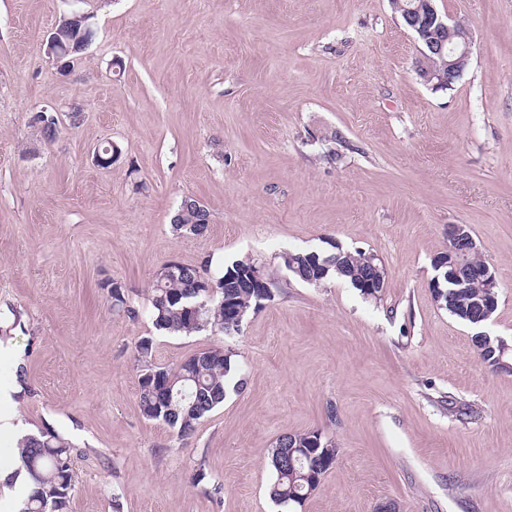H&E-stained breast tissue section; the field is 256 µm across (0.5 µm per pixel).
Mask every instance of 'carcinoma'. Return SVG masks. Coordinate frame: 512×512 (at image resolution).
I'll return each mask as SVG.
<instances>
[{"label":"carcinoma","instance_id":"cac0c4a2","mask_svg":"<svg viewBox=\"0 0 512 512\" xmlns=\"http://www.w3.org/2000/svg\"><path fill=\"white\" fill-rule=\"evenodd\" d=\"M41 132L52 141L59 133L58 116L46 113L40 119ZM210 224L205 206L193 198L182 200L173 216L177 231L200 236ZM285 266H294L296 278L309 285H320L331 278L349 282L367 296L381 293L385 284L382 262L371 253L341 248L327 255L288 251L282 255ZM252 261L237 260L213 274L206 266L181 264L170 272L163 264L155 274L149 294L153 325L168 335H190L210 330L233 336L241 323L226 313V306L239 309L243 316L261 308L274 297V289L262 290L250 278ZM112 299V309L136 317L124 291L116 283L104 285ZM448 297L442 304L457 319L472 323L478 310L472 303L482 289L471 281L442 283ZM140 363L138 406L151 421L168 426L181 440L191 436L202 419L224 403L232 379L231 354L224 348H206L185 358L174 368L157 366L152 361L153 340L143 337L135 346ZM336 443L317 430L285 434L271 449L269 463L274 479L269 497L281 505H300L321 486L329 468L323 459L335 457ZM16 473L25 474L30 487L18 512H67L73 480V448L52 432L30 434L18 447Z\"/></svg>","mask_w":512,"mask_h":512}]
</instances>
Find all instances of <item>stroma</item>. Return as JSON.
I'll return each instance as SVG.
<instances>
[{
	"mask_svg": "<svg viewBox=\"0 0 512 512\" xmlns=\"http://www.w3.org/2000/svg\"><path fill=\"white\" fill-rule=\"evenodd\" d=\"M434 5L472 42L449 90L417 77L389 0H81L95 37L65 74L45 43L70 0H0V390L27 432L71 443L68 512H512V375L472 344L512 345V0ZM43 107L50 142L28 123ZM186 197L205 235L174 231ZM452 224L498 282L479 330L433 290ZM336 245L381 259L379 297L281 258ZM240 259L276 292L238 335L156 332L161 265ZM144 336L159 366L231 353L236 386L188 440L139 410ZM312 430L336 461L301 507L276 504L270 450Z\"/></svg>",
	"mask_w": 512,
	"mask_h": 512,
	"instance_id": "35a3bbf8",
	"label": "stroma"
}]
</instances>
